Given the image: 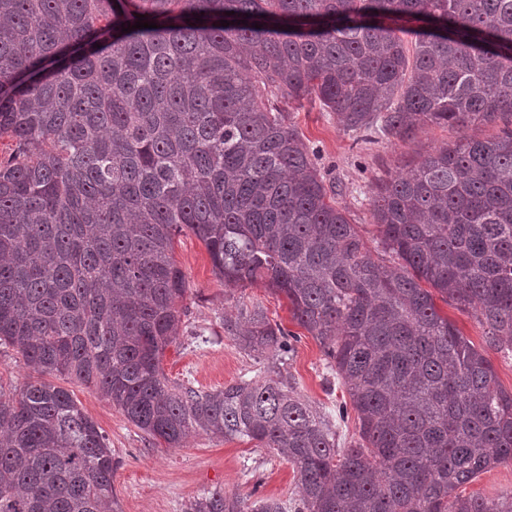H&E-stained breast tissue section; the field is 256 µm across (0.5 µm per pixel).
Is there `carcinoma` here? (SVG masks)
<instances>
[{
  "label": "carcinoma",
  "mask_w": 512,
  "mask_h": 512,
  "mask_svg": "<svg viewBox=\"0 0 512 512\" xmlns=\"http://www.w3.org/2000/svg\"><path fill=\"white\" fill-rule=\"evenodd\" d=\"M272 96L348 133L504 129L377 184L374 257ZM3 137L0 345L37 377L0 391V512H114L108 438L53 373L170 448L201 429L296 468L286 502L213 491L187 512H512L459 492L512 463V391L435 303L512 353V0H0ZM184 230L224 287L287 299L346 389L339 419L357 413L349 447L279 373L169 382ZM224 332L293 350L258 307Z\"/></svg>",
  "instance_id": "carcinoma-1"
}]
</instances>
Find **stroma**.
<instances>
[{"label":"stroma","instance_id":"35a3bbf8","mask_svg":"<svg viewBox=\"0 0 512 512\" xmlns=\"http://www.w3.org/2000/svg\"><path fill=\"white\" fill-rule=\"evenodd\" d=\"M280 109L316 152L322 176L336 186L339 204L346 207L368 243L375 235L368 198L377 180L409 169L427 152L461 136L488 140L500 131L496 123L462 130L427 126L416 137L399 141L374 133H345L337 127L333 114L315 99L291 100L281 103ZM174 257L189 290L182 302L185 315L180 339L167 349L163 362L170 380L208 391L260 378L272 368L319 410L331 411L347 400L342 384L326 376L323 349L309 334H302L289 359L281 362L244 352L225 333V320L236 319L241 310L256 304L264 308L271 322L296 331L286 299L259 284L225 290L223 281L213 273L204 245L191 233L175 237ZM440 310L476 348L486 349L485 330L473 314L449 304L441 305ZM486 351L500 385L512 390V354ZM49 381L73 393L109 438L116 512H185L191 501L219 489L249 503L265 497L285 501L297 491L293 466L255 442L224 440L199 431L182 447L170 448L144 434L92 387L58 374Z\"/></svg>","mask_w":512,"mask_h":512}]
</instances>
